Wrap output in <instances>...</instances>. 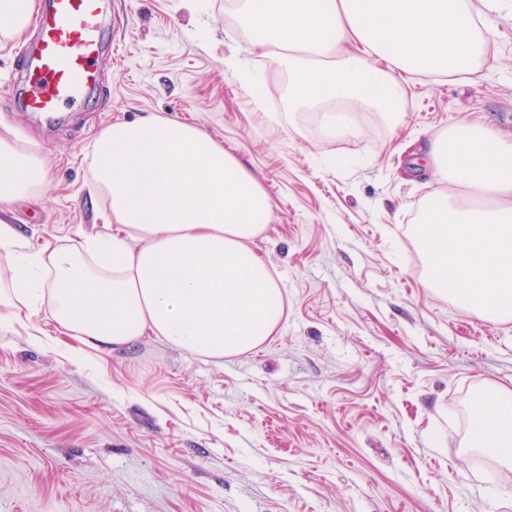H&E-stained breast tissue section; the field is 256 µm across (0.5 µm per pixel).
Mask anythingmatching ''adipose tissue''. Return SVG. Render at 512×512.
Wrapping results in <instances>:
<instances>
[{
  "mask_svg": "<svg viewBox=\"0 0 512 512\" xmlns=\"http://www.w3.org/2000/svg\"><path fill=\"white\" fill-rule=\"evenodd\" d=\"M504 0H234L254 48L280 47L291 103L321 112V134H359L357 108L392 118L411 75L479 78ZM118 235L16 254L0 279V332L48 312L60 336L107 354L146 336L213 359L263 344L285 298L250 243L272 218L261 184L197 126L154 115L112 123L89 153ZM425 163L447 188L418 207L428 287L482 318L512 317V132L450 127ZM47 186L43 158L0 134V205ZM512 465V390L476 403L466 441Z\"/></svg>",
  "mask_w": 512,
  "mask_h": 512,
  "instance_id": "1",
  "label": "adipose tissue"
}]
</instances>
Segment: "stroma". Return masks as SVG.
I'll use <instances>...</instances> for the list:
<instances>
[{
    "label": "stroma",
    "instance_id": "35a3bbf8",
    "mask_svg": "<svg viewBox=\"0 0 512 512\" xmlns=\"http://www.w3.org/2000/svg\"><path fill=\"white\" fill-rule=\"evenodd\" d=\"M116 3L106 92L53 128L5 106L23 40L0 42V132L49 170L0 221L32 253L115 234L91 187L96 137L147 115L193 123L271 198L251 247L286 314L221 360L154 336L100 357L47 316L15 323L0 334V512H512V468L465 446L479 393L512 389V319L426 288L411 231L440 187L423 162L438 136L474 118L512 132V7L480 79L407 77L398 122L368 108L358 135L326 140L229 0ZM230 54L261 84L227 71Z\"/></svg>",
    "mask_w": 512,
    "mask_h": 512
}]
</instances>
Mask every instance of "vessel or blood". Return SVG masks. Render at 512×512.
<instances>
[{"label": "vessel or blood", "instance_id": "vessel-or-blood-1", "mask_svg": "<svg viewBox=\"0 0 512 512\" xmlns=\"http://www.w3.org/2000/svg\"><path fill=\"white\" fill-rule=\"evenodd\" d=\"M111 6L112 0H42L17 65L24 111L51 121L98 88Z\"/></svg>", "mask_w": 512, "mask_h": 512}]
</instances>
